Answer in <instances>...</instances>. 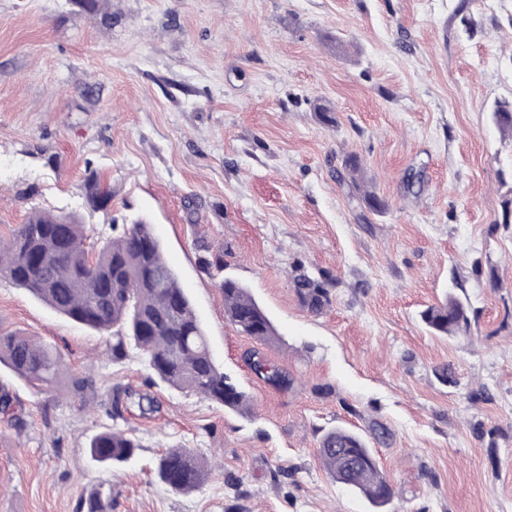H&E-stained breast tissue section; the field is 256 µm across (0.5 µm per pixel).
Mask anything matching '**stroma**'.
Here are the masks:
<instances>
[{
    "label": "stroma",
    "mask_w": 512,
    "mask_h": 512,
    "mask_svg": "<svg viewBox=\"0 0 512 512\" xmlns=\"http://www.w3.org/2000/svg\"><path fill=\"white\" fill-rule=\"evenodd\" d=\"M100 3L0 0V239L35 209L84 216L96 248L111 220L148 218L252 413L153 383L137 352L113 362L111 337L0 277V331L62 364L49 387L0 364V512H79L107 480L113 512H375L318 448L330 428L367 437L377 422L394 512H512V139L491 120L512 101V0ZM350 154L383 212L344 175ZM92 173L112 187L96 213ZM219 251L273 321L265 355L290 389L251 370L255 343L200 266ZM297 260L336 279L321 315L298 302ZM454 281L477 318L469 335H430L419 313ZM445 363L454 384L434 373ZM74 374L91 383L80 398ZM114 385L154 411L112 421ZM115 425L139 447L110 472L85 444ZM174 446L221 468L172 493L154 469Z\"/></svg>",
    "instance_id": "obj_1"
}]
</instances>
